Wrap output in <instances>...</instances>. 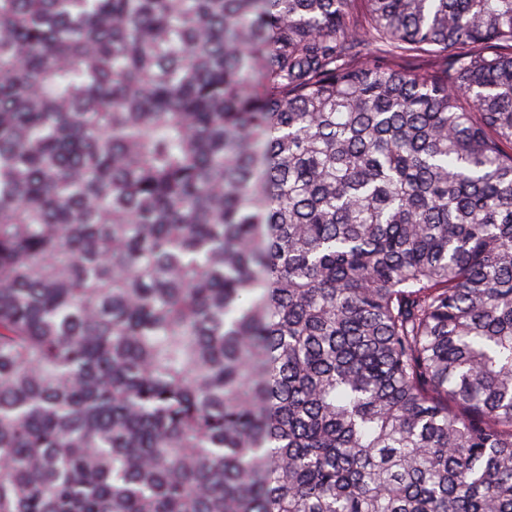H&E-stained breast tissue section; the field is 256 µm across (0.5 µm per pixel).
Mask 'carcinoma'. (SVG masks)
I'll use <instances>...</instances> for the list:
<instances>
[{"label":"carcinoma","instance_id":"1","mask_svg":"<svg viewBox=\"0 0 512 512\" xmlns=\"http://www.w3.org/2000/svg\"><path fill=\"white\" fill-rule=\"evenodd\" d=\"M0 512H512V0H0Z\"/></svg>","mask_w":512,"mask_h":512}]
</instances>
